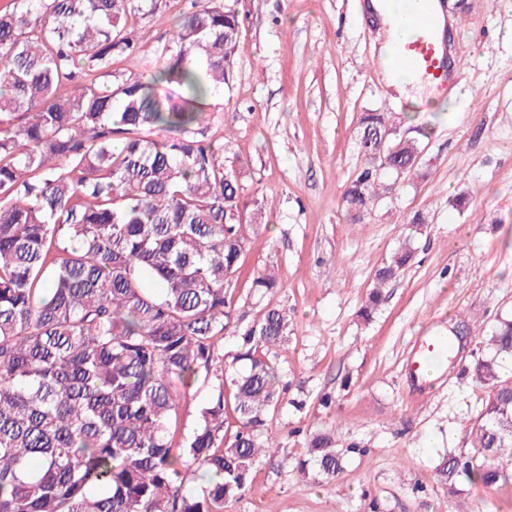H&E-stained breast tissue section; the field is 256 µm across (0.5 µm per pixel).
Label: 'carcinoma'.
<instances>
[{
	"label": "carcinoma",
	"mask_w": 512,
	"mask_h": 512,
	"mask_svg": "<svg viewBox=\"0 0 512 512\" xmlns=\"http://www.w3.org/2000/svg\"><path fill=\"white\" fill-rule=\"evenodd\" d=\"M156 0H9L0 9V512H224L275 455L267 417L282 404L273 349L288 316L265 307L244 330L231 288L247 205L203 130L233 81L238 15L205 0L152 50L129 25ZM152 55L150 71L118 64ZM99 83L79 81L81 71ZM172 86L164 96L157 86ZM389 112H363L365 163L343 203L360 218L381 172L413 173L420 148L381 135ZM376 271L361 315L415 257L426 217ZM273 273L251 283L259 297ZM234 349L220 352L224 336ZM472 365L487 393L472 451L434 478L512 486V319L483 337ZM206 389L191 430L182 399ZM235 424H230L228 415ZM329 432L307 440L302 469L336 477ZM202 469L191 490L187 476Z\"/></svg>",
	"instance_id": "cac0c4a2"
}]
</instances>
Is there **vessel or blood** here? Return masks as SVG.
<instances>
[{
	"instance_id": "b4317fda",
	"label": "vessel or blood",
	"mask_w": 512,
	"mask_h": 512,
	"mask_svg": "<svg viewBox=\"0 0 512 512\" xmlns=\"http://www.w3.org/2000/svg\"><path fill=\"white\" fill-rule=\"evenodd\" d=\"M446 23V18L438 12L415 11L412 24L417 35L412 41L396 48L394 53L396 66L421 77L432 78L438 84H448L451 73L445 63V54L440 50L436 40L437 31ZM447 355V338L430 334L416 339L411 349L407 377L414 382L423 381L429 368Z\"/></svg>"
}]
</instances>
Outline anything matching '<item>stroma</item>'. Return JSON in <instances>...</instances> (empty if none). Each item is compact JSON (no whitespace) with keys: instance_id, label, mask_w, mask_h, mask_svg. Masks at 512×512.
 <instances>
[{"instance_id":"1","label":"stroma","mask_w":512,"mask_h":512,"mask_svg":"<svg viewBox=\"0 0 512 512\" xmlns=\"http://www.w3.org/2000/svg\"><path fill=\"white\" fill-rule=\"evenodd\" d=\"M457 2L444 6L464 93L419 103L386 87L366 0H222L240 20L237 67L206 136L223 143L244 200L262 207L247 217L233 297L248 319L265 306L288 316L276 358L288 400L268 420L280 448L224 512H512L510 492L465 481L452 495L432 477L448 452L471 448L483 389L456 367L428 386L404 368L416 337L461 318L485 335L512 315V0H469L461 14ZM196 3L159 0L135 36L164 43ZM376 109L418 138L419 165L384 174L386 191L354 224L342 197L363 163L358 117ZM418 211L428 224L413 264L363 320L376 270ZM267 269L281 286L253 298L249 281ZM319 430L367 451L333 480L299 470Z\"/></svg>"}]
</instances>
